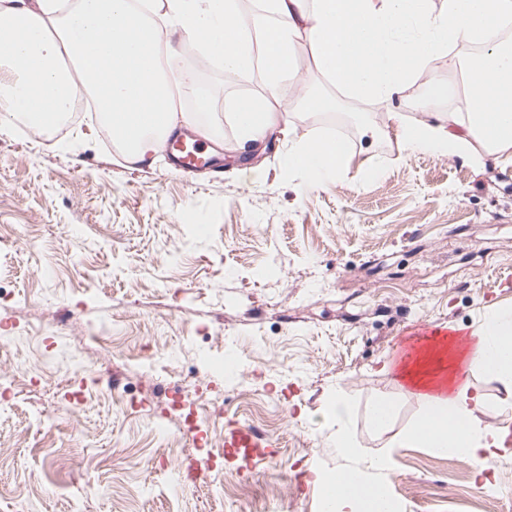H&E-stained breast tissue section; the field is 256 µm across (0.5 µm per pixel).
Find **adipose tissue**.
<instances>
[{"label": "adipose tissue", "mask_w": 512, "mask_h": 512, "mask_svg": "<svg viewBox=\"0 0 512 512\" xmlns=\"http://www.w3.org/2000/svg\"><path fill=\"white\" fill-rule=\"evenodd\" d=\"M509 22L512 0H263L258 11L241 10L236 0H0V123L21 119L44 132L66 119L83 92L125 153L144 161L191 119L175 109L173 88L193 83V73L169 78L161 62L163 48L187 38L226 71L262 67L266 95L229 103L239 145L281 134L288 142L283 174L308 189L327 188L347 171L349 149L296 135L281 97L283 83L298 78L303 40L337 93L388 105L387 125L404 151L468 160L485 152L510 166L512 88L504 79L512 75V49L494 38ZM475 41L484 49L466 63V116L438 111L448 89L435 83L421 105L423 119L406 122L394 99L435 60L456 66L454 45ZM474 336L469 351H435L412 369L389 364L384 371L418 389L424 406L403 443L468 458L482 473L499 458L501 433L477 431L474 412L512 410V307L490 309ZM461 364L491 375L501 396L488 401L466 383L440 392L439 375ZM328 416L336 448L347 458L362 456L363 465L322 480L326 512H391L384 496L390 451L360 455L344 396L330 399Z\"/></svg>", "instance_id": "adipose-tissue-1"}]
</instances>
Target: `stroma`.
Listing matches in <instances>:
<instances>
[{"instance_id":"stroma-1","label":"stroma","mask_w":512,"mask_h":512,"mask_svg":"<svg viewBox=\"0 0 512 512\" xmlns=\"http://www.w3.org/2000/svg\"><path fill=\"white\" fill-rule=\"evenodd\" d=\"M166 60L196 79L175 92L182 111L196 113L198 92L212 100L189 128L223 127L233 159L221 174L171 172L163 151L131 162L85 119L60 136L0 130V322L13 325L0 379H40L0 404V512H323L318 477L344 464L330 396L349 401L363 453L384 448L423 414L382 371L407 334L438 322L468 336L486 308L512 306V166L402 151L383 120L351 123L364 103L349 98L336 118L353 162L337 185L306 191L280 170L281 140L234 155L225 104L243 85L265 94L261 72L204 70L187 41ZM204 343L234 352L240 393L198 361ZM146 349L192 400L227 398L203 432L246 424L274 459L244 470L203 448L209 470L176 486L180 425L158 380L124 364ZM257 379L267 394H248ZM378 398L395 405L381 432L365 423ZM393 455L401 512H486L487 497L512 494V446L490 487L462 457Z\"/></svg>"}]
</instances>
